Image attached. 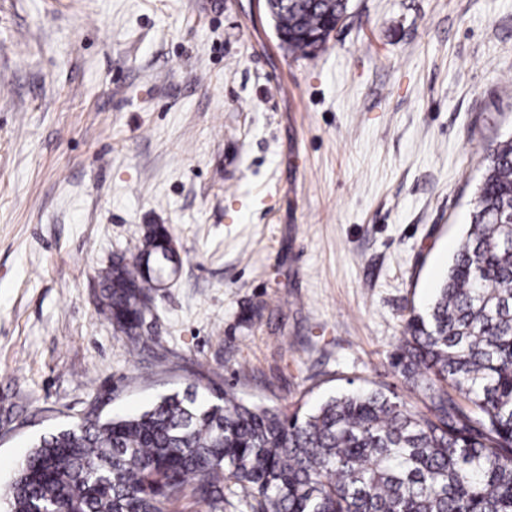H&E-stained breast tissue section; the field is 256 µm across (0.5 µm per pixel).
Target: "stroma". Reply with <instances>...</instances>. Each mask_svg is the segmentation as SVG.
<instances>
[{"label": "stroma", "instance_id": "obj_1", "mask_svg": "<svg viewBox=\"0 0 512 512\" xmlns=\"http://www.w3.org/2000/svg\"><path fill=\"white\" fill-rule=\"evenodd\" d=\"M512 136V0H350L288 54L260 0H0V512L31 444L196 383L310 409L391 365ZM182 266L130 352L97 270Z\"/></svg>", "mask_w": 512, "mask_h": 512}]
</instances>
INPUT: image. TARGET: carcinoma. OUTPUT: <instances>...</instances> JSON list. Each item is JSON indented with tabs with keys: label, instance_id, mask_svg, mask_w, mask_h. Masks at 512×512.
<instances>
[{
	"label": "carcinoma",
	"instance_id": "carcinoma-1",
	"mask_svg": "<svg viewBox=\"0 0 512 512\" xmlns=\"http://www.w3.org/2000/svg\"><path fill=\"white\" fill-rule=\"evenodd\" d=\"M349 0H288L275 27L297 58L318 53ZM137 252L98 271V308L137 346L157 289ZM393 367L424 409L359 389L290 413L198 386L126 416L41 436L8 486L9 512H165L187 495L224 512L233 483L255 512H512V136L485 151L471 221L430 312L413 314Z\"/></svg>",
	"mask_w": 512,
	"mask_h": 512
}]
</instances>
